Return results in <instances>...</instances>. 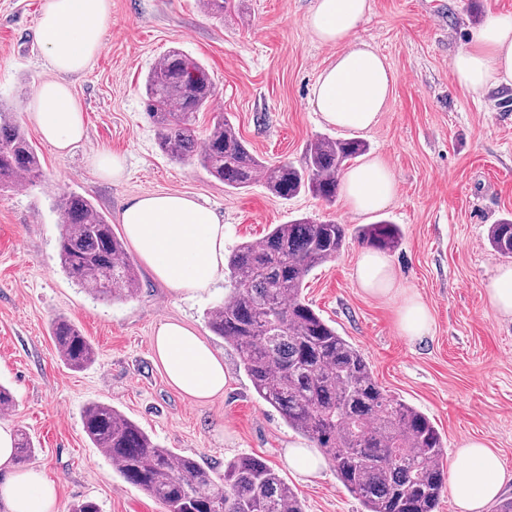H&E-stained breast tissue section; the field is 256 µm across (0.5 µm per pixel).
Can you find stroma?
Returning <instances> with one entry per match:
<instances>
[{"label": "stroma", "mask_w": 512, "mask_h": 512, "mask_svg": "<svg viewBox=\"0 0 512 512\" xmlns=\"http://www.w3.org/2000/svg\"><path fill=\"white\" fill-rule=\"evenodd\" d=\"M111 2L101 52L69 79L86 136L60 152L28 110L50 75L36 34L41 0H0V100L18 112L44 173L0 192V384L15 399L7 423L36 448L31 467L58 486V512L83 499L101 512H165L87 438L81 412L92 401L112 405L164 447L216 472L242 455L265 459L305 512H363L333 469L309 484L286 467L284 448L303 445V438L258 398L234 347L206 322L207 310L228 294V281L185 299L143 266L135 298L93 299L59 267L55 203L66 192L87 197L120 236L126 203L146 193L190 194L220 216L229 248L299 217L399 225L402 239L390 254L395 293L373 297L359 287L363 246L351 236L335 260L311 271L303 296L362 350L384 390L434 421L448 455L468 438L497 450L506 469L502 494L512 497V317L496 313L485 293L506 262L487 232L512 215V86L478 97L455 83L449 66L489 15L512 14V0H370L357 37L386 59L394 83L377 123L357 137L368 146L367 158L393 171L397 192L366 215L350 212L339 197L284 200L260 181L227 189L197 163L163 155L144 110L148 71L167 50L182 49L209 71L217 108L255 155L301 165L310 141L345 135L310 105L321 70L336 55L306 26L314 0H244L242 10L220 20L205 16L196 0ZM100 150L125 156L121 182L93 169L91 157ZM412 293L433 316L430 333L414 340L396 326L397 309ZM60 315L92 341L97 356L90 367L73 371L60 361L50 337ZM167 320L195 328L223 357V394L197 401L167 383L152 349L157 325Z\"/></svg>", "instance_id": "obj_1"}]
</instances>
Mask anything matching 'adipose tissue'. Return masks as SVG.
<instances>
[{
  "label": "adipose tissue",
  "instance_id": "ef3b65f1",
  "mask_svg": "<svg viewBox=\"0 0 512 512\" xmlns=\"http://www.w3.org/2000/svg\"><path fill=\"white\" fill-rule=\"evenodd\" d=\"M111 0H42L38 36L52 79L40 83L29 110L43 138L57 150L80 142L84 115L69 76L83 73L103 47ZM369 0H316L306 25L320 42L339 46L335 60L320 73L312 105L322 120L342 130H365L385 110L393 74L385 58L358 43L356 33ZM457 81L481 96L512 84V16H493L472 33L466 49L452 59ZM345 206L365 214L387 205L397 182L388 166L369 160L342 176ZM126 234L157 280L178 294L193 295L224 278V226L209 208L177 193L133 199L120 213ZM360 288L386 297L396 288L390 257L368 249L356 269ZM152 347L167 382L182 394L207 400L228 382L224 360L192 327L175 320L155 330ZM13 430L0 423V501L8 512H57L53 482L37 469L13 463ZM502 457L479 439L464 441L448 466V487L459 512H482L501 492Z\"/></svg>",
  "mask_w": 512,
  "mask_h": 512
}]
</instances>
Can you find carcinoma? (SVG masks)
<instances>
[{
    "label": "carcinoma",
    "instance_id": "1",
    "mask_svg": "<svg viewBox=\"0 0 512 512\" xmlns=\"http://www.w3.org/2000/svg\"><path fill=\"white\" fill-rule=\"evenodd\" d=\"M234 6L235 0L201 3L204 13L217 19ZM144 97L162 154L175 162L194 159L234 190L262 176L276 197L310 193L330 202L343 168L367 151L358 139L321 136L307 145L301 167L268 166L222 112L198 139L197 118L213 110L216 85L204 66L179 48L148 72ZM41 175L37 150L17 115L1 106L0 189ZM57 209L58 257L66 276L102 301L136 296L138 265L107 217L75 192L59 196ZM351 232L384 252L401 239L399 227L384 220L352 230L305 217L274 225L259 241L238 244L224 256L229 294L207 311V325L236 348L257 396L321 450L364 512H436L448 478L441 432L428 415L379 386L362 351L302 298L306 276L335 259ZM487 239L495 252L512 258V217L491 225ZM51 336L68 368L80 371L94 362L92 343L68 318L52 321ZM81 421L115 471L167 512H304L294 490L260 457L231 460L221 474L162 447L110 404H87ZM34 454L29 436L17 433L15 465L24 467Z\"/></svg>",
    "mask_w": 512,
    "mask_h": 512
}]
</instances>
